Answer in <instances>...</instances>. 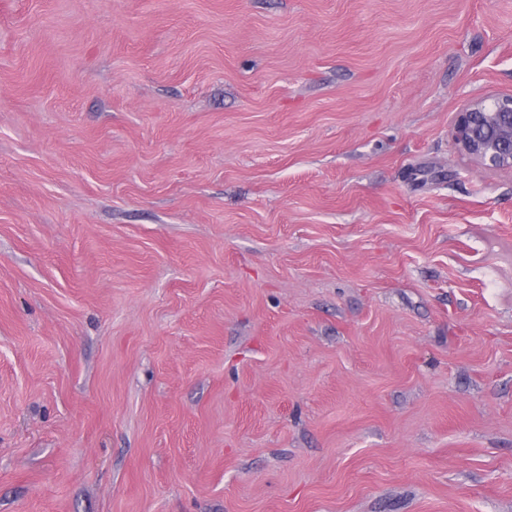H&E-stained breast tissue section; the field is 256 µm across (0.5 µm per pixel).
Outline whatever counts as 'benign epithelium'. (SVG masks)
<instances>
[{
  "label": "benign epithelium",
  "mask_w": 512,
  "mask_h": 512,
  "mask_svg": "<svg viewBox=\"0 0 512 512\" xmlns=\"http://www.w3.org/2000/svg\"><path fill=\"white\" fill-rule=\"evenodd\" d=\"M453 137L472 162L512 169V96L482 97L456 113Z\"/></svg>",
  "instance_id": "obj_1"
}]
</instances>
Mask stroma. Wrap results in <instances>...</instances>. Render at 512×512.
Here are the masks:
<instances>
[{"instance_id": "obj_1", "label": "stroma", "mask_w": 512, "mask_h": 512, "mask_svg": "<svg viewBox=\"0 0 512 512\" xmlns=\"http://www.w3.org/2000/svg\"><path fill=\"white\" fill-rule=\"evenodd\" d=\"M512 0H0V512H512ZM453 137L472 162L512 169V96L477 98L456 112Z\"/></svg>"}]
</instances>
